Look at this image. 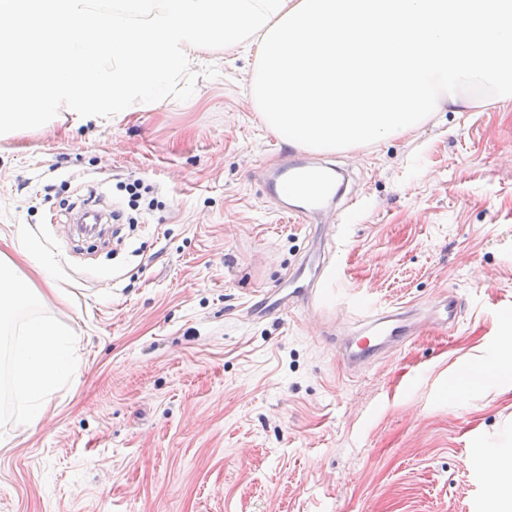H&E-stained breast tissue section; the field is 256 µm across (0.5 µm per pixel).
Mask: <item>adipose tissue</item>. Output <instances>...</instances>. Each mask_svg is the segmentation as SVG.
Segmentation results:
<instances>
[{"label":"adipose tissue","instance_id":"adipose-tissue-1","mask_svg":"<svg viewBox=\"0 0 512 512\" xmlns=\"http://www.w3.org/2000/svg\"><path fill=\"white\" fill-rule=\"evenodd\" d=\"M29 286L28 274L15 261H0V335L8 339L10 392L36 424L42 418L50 390L75 367L66 351L65 331L55 322L33 318L18 336H10L12 323L29 303Z\"/></svg>","mask_w":512,"mask_h":512}]
</instances>
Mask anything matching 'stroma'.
I'll return each mask as SVG.
<instances>
[{
  "label": "stroma",
  "mask_w": 512,
  "mask_h": 512,
  "mask_svg": "<svg viewBox=\"0 0 512 512\" xmlns=\"http://www.w3.org/2000/svg\"><path fill=\"white\" fill-rule=\"evenodd\" d=\"M257 63L208 48L187 100L0 137V251L35 244L46 301L22 316L70 330L76 363L38 425L0 400V512H503L480 464L512 463V379L448 388L512 351V110L296 151L260 119ZM287 161L343 194L287 217L266 188ZM137 179V225L76 230L74 204L124 212ZM328 275L334 303L276 310ZM395 313L410 340L351 371L367 316Z\"/></svg>",
  "instance_id": "stroma-1"
}]
</instances>
